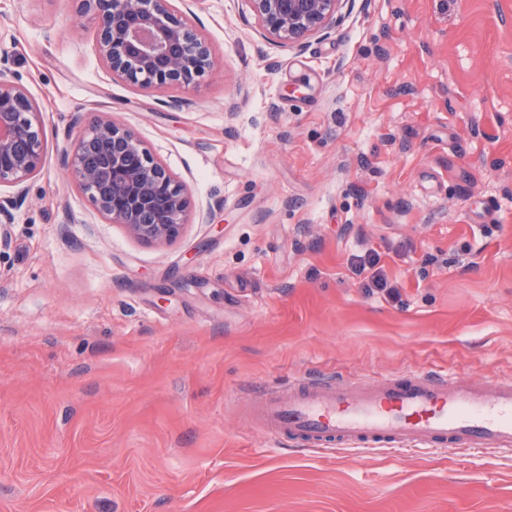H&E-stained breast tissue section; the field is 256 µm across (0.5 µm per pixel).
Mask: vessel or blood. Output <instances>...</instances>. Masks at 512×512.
Masks as SVG:
<instances>
[{
  "label": "vessel or blood",
  "mask_w": 512,
  "mask_h": 512,
  "mask_svg": "<svg viewBox=\"0 0 512 512\" xmlns=\"http://www.w3.org/2000/svg\"><path fill=\"white\" fill-rule=\"evenodd\" d=\"M246 418L278 441L316 449L355 445L512 451V380L495 388L423 372L373 384L313 378L262 390Z\"/></svg>",
  "instance_id": "b4317fda"
}]
</instances>
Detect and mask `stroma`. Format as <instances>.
Segmentation results:
<instances>
[{"mask_svg":"<svg viewBox=\"0 0 512 512\" xmlns=\"http://www.w3.org/2000/svg\"><path fill=\"white\" fill-rule=\"evenodd\" d=\"M213 69L112 78L76 0H0L46 154L0 251V512H512V452L304 450L254 391L512 379V0H346L285 45L198 0ZM94 113L186 187L146 244L67 179ZM375 249L398 299L348 265Z\"/></svg>","mask_w":512,"mask_h":512,"instance_id":"1","label":"stroma"}]
</instances>
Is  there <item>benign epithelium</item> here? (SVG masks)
Returning a JSON list of instances; mask_svg holds the SVG:
<instances>
[{
	"label": "benign epithelium",
	"instance_id": "7a95c632",
	"mask_svg": "<svg viewBox=\"0 0 512 512\" xmlns=\"http://www.w3.org/2000/svg\"><path fill=\"white\" fill-rule=\"evenodd\" d=\"M266 37L292 45L336 22L345 0H250ZM94 21L98 54L112 76L142 89L188 87L211 66L206 40L179 15L176 0H78ZM38 105L0 69V187H17L44 162ZM73 183L110 223L134 239L163 244L180 234L189 209L184 185L135 131L97 117L63 151ZM23 191L0 198V248L11 241Z\"/></svg>",
	"mask_w": 512,
	"mask_h": 512
}]
</instances>
